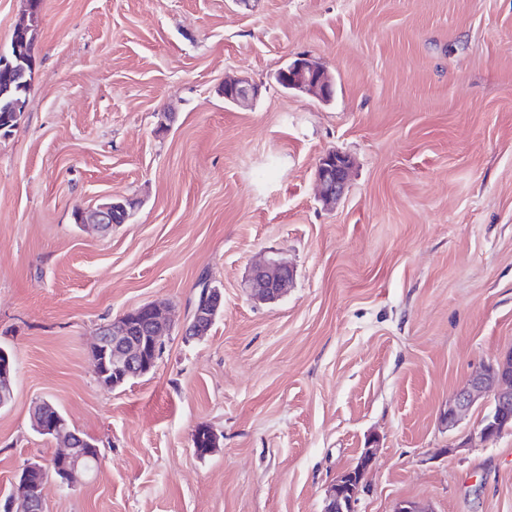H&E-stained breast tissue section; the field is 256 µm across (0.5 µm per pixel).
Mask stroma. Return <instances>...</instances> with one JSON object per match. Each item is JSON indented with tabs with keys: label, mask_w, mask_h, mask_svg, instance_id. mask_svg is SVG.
I'll return each mask as SVG.
<instances>
[{
	"label": "stroma",
	"mask_w": 512,
	"mask_h": 512,
	"mask_svg": "<svg viewBox=\"0 0 512 512\" xmlns=\"http://www.w3.org/2000/svg\"><path fill=\"white\" fill-rule=\"evenodd\" d=\"M33 54L0 135V504L56 451L47 400L101 464L45 512H322L366 447L357 512H512V432L481 441L484 405L442 423L512 350V0H43ZM299 55L330 100L277 83ZM228 76L257 96L226 104ZM332 150L353 168L327 207ZM113 196L127 223H75ZM270 259L293 285L259 303ZM204 279L224 304L189 337ZM155 300L162 356L101 387L96 328ZM349 157L338 151L324 153L317 164L319 197L325 204L335 203L347 188ZM292 281L293 271L287 264L269 260L253 267L249 290L256 300L275 302L287 292ZM14 372V360L12 355L5 349H0V396L2 403L8 401L12 396L11 378Z\"/></svg>",
	"instance_id": "1"
}]
</instances>
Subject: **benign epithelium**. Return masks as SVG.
I'll list each match as a JSON object with an SVG mask.
<instances>
[{"label": "benign epithelium", "mask_w": 512, "mask_h": 512, "mask_svg": "<svg viewBox=\"0 0 512 512\" xmlns=\"http://www.w3.org/2000/svg\"><path fill=\"white\" fill-rule=\"evenodd\" d=\"M278 84L286 90L311 94L322 100L332 97L334 81L328 71L316 61L298 57L277 73ZM224 100L238 105L258 93L257 85L246 78H231L220 89ZM350 169L349 157L338 151H328L318 160L317 182L319 197L326 203L341 198L347 188ZM123 221L131 216L118 198L88 210L74 213V221L84 226L107 230L116 225L115 214ZM293 281V271L285 263L269 260L253 267L249 290L254 299L274 302L282 297ZM203 307L215 316L222 305L220 289L205 284ZM168 317L164 306L150 302L134 307L98 328L91 347L95 374L106 388H116L132 376H141L152 370L163 353L167 335ZM14 360L5 349H0V399L12 396L11 378ZM490 402L494 412L479 423L478 435L485 441L512 431V351L472 372L467 383L448 400L445 424L455 429L463 417L477 404ZM36 430L60 443V448L48 465L28 463L19 476V483L30 487L26 494L9 500L6 512H41L44 488L53 479L72 486L89 475L98 460V449L78 436L67 426L59 410L50 402L42 401L34 411ZM376 449H363L360 461L341 471L327 489L324 512H357L359 495L366 486Z\"/></svg>", "instance_id": "obj_1"}]
</instances>
